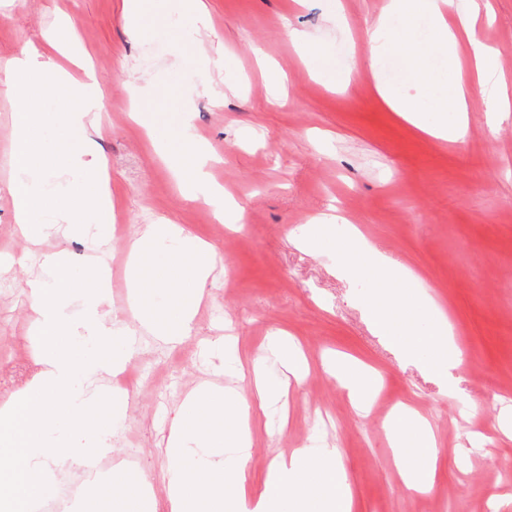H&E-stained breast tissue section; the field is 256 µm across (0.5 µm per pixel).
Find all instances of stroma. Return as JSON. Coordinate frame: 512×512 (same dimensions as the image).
Segmentation results:
<instances>
[{"mask_svg":"<svg viewBox=\"0 0 512 512\" xmlns=\"http://www.w3.org/2000/svg\"><path fill=\"white\" fill-rule=\"evenodd\" d=\"M476 28L497 50L501 82L512 89V0H479ZM208 28L194 26L184 0H146L140 33L126 30V0H0V57L42 34L64 13L75 22L83 55L107 97L97 144L111 175L114 222L87 238L41 234L32 245L14 233L8 164L14 103L0 95V256L23 263L0 272V383L17 392L29 376L15 369L28 350L35 317L25 282L55 280L49 252L71 259V277L85 274L90 242L105 235L112 312L135 328L128 287V250L136 227L170 220L186 235L212 243L221 260L204 287L190 336L165 345L137 331L133 357L142 377L129 385L128 422L114 437L132 452L139 473L156 474L167 456L173 420L187 392L217 380L207 339L231 334L249 349L270 333L290 335L310 371L276 409L253 421L248 481L258 486L270 460L309 446L340 448L355 512H494L512 496V440L497 430L512 406V115L489 125L483 93L467 55L457 74L470 90L468 128L455 141L426 136L390 110L363 76L339 94L313 79L286 31L322 45L329 81H339L352 53L368 50L367 26L387 0H204ZM287 77L280 103L269 100L255 49ZM145 111L133 121L128 81ZM224 98L215 108L213 95ZM218 157L211 171L225 196L242 207L235 228L212 222V204L191 201L173 176L161 143L182 130ZM338 213L337 231L359 227L391 258L419 277L452 326L462 364L454 386L401 362L363 309L373 281L342 279L341 257L312 249L296 226ZM355 358L380 371L389 396L429 419L442 454L433 487L408 490L393 460L386 417L373 408L358 417L323 355ZM480 401L471 416L472 401Z\"/></svg>","mask_w":512,"mask_h":512,"instance_id":"stroma-1","label":"stroma"}]
</instances>
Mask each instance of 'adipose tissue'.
<instances>
[{
    "label": "adipose tissue",
    "mask_w": 512,
    "mask_h": 512,
    "mask_svg": "<svg viewBox=\"0 0 512 512\" xmlns=\"http://www.w3.org/2000/svg\"><path fill=\"white\" fill-rule=\"evenodd\" d=\"M455 0H391L388 14L369 29V50L351 56L343 80L371 74L381 99L426 135L445 140L462 137L467 129L468 104L463 86L437 98L433 109L451 112L454 122H424L421 101L432 82L429 51L405 31L419 15L433 24V45L455 56L466 44L481 79L494 77L493 52L477 36L473 16L479 5L472 0L468 13L454 11ZM77 28L71 17L61 18L44 34L43 47L25 45L0 63V94L15 101L14 144L9 157L13 171L10 191L15 222L23 236L49 219L57 232L82 236L86 225L113 220L110 177L102 157L88 136L105 110L95 74L77 52ZM396 48L415 93L396 95L378 69L388 48ZM80 65L73 76L67 63ZM50 104L59 126L54 144L55 172L47 174L34 159L41 114L34 102ZM206 149L184 138L168 163L189 200L205 196L221 200L223 189L208 179ZM80 176L77 191L60 189L63 174ZM345 253L341 274L349 279L370 277L377 290L365 307L373 328L384 336L399 358L420 364L428 373L450 380L462 362L444 322L422 319L423 302L414 289L411 272L359 233L337 240ZM129 287L133 314L139 326L167 343L190 335L211 264L216 259L208 242L183 233L175 224H148L130 242ZM87 283L71 287L65 280H28L26 286L35 314L32 352L38 370L18 398L0 409V512H36L48 498L55 472L79 471L87 476L88 490L73 498L70 512H353L349 474L338 449L313 452L298 448L275 457L262 487L246 491L252 452L251 415L266 410L281 396L264 373L276 362L286 379L301 381L309 365L292 343L270 336L266 347L248 356L227 350L224 339L212 348L224 357L225 373L247 382V390L193 387L185 415L173 423L168 443L180 450L167 458L159 481L130 471L126 464L100 473L92 456L112 449L114 434L128 419L125 391L100 387L103 376L114 375L128 355V328L112 316L105 270L99 257L86 256ZM323 369L336 377L352 406L368 411L379 374L364 365L326 356ZM406 424L389 426L396 465L408 490L423 492L434 482L441 453L430 427L403 409ZM161 483L165 500L157 502L153 485Z\"/></svg>",
    "instance_id": "ef3b65f1"
}]
</instances>
